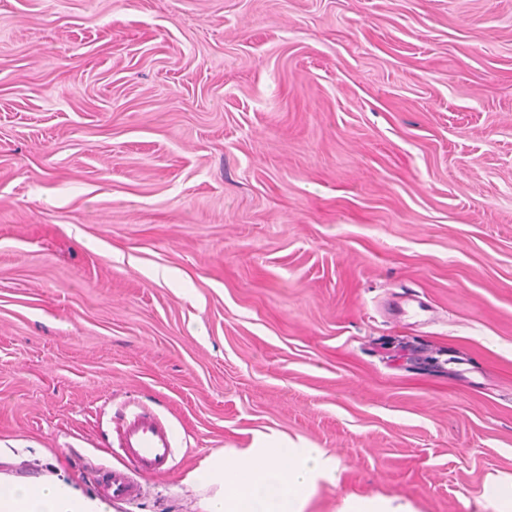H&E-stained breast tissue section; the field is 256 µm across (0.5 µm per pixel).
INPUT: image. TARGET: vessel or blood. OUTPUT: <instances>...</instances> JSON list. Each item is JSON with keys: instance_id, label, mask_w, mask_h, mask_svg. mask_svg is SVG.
Wrapping results in <instances>:
<instances>
[{"instance_id": "vessel-or-blood-1", "label": "vessel or blood", "mask_w": 512, "mask_h": 512, "mask_svg": "<svg viewBox=\"0 0 512 512\" xmlns=\"http://www.w3.org/2000/svg\"><path fill=\"white\" fill-rule=\"evenodd\" d=\"M172 442L170 428L148 410H140L133 418L124 420L118 431V448L128 460V467H101L96 471L98 482L109 489V498L124 504L136 502L142 494L137 474L168 472Z\"/></svg>"}]
</instances>
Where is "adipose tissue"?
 <instances>
[{
	"label": "adipose tissue",
	"instance_id": "obj_1",
	"mask_svg": "<svg viewBox=\"0 0 512 512\" xmlns=\"http://www.w3.org/2000/svg\"><path fill=\"white\" fill-rule=\"evenodd\" d=\"M335 456L305 442L258 435L247 448L205 456L190 478L200 512H307L320 482H334ZM0 512H112L63 474L37 479L0 475Z\"/></svg>",
	"mask_w": 512,
	"mask_h": 512
}]
</instances>
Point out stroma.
<instances>
[{
    "label": "stroma",
    "instance_id": "1",
    "mask_svg": "<svg viewBox=\"0 0 512 512\" xmlns=\"http://www.w3.org/2000/svg\"><path fill=\"white\" fill-rule=\"evenodd\" d=\"M131 510L256 433L347 494L512 475V0H0V473ZM173 436L170 428L154 413L141 409L133 418H125L118 431V449L132 467H101L98 483L109 488L112 501L132 504L142 494L134 474H163L170 470Z\"/></svg>",
    "mask_w": 512,
    "mask_h": 512
}]
</instances>
